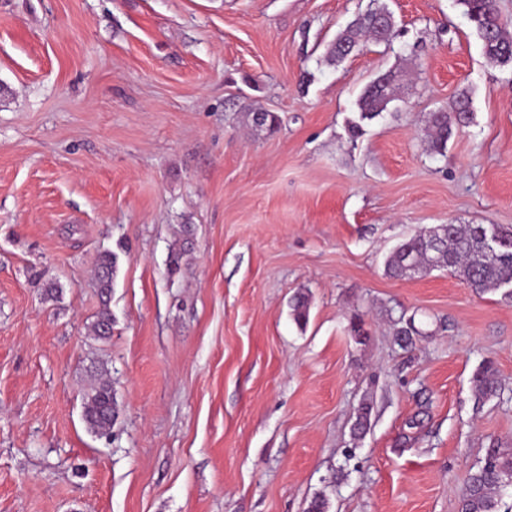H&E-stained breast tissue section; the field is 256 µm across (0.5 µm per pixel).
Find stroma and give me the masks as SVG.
Returning a JSON list of instances; mask_svg holds the SVG:
<instances>
[{"mask_svg":"<svg viewBox=\"0 0 512 512\" xmlns=\"http://www.w3.org/2000/svg\"><path fill=\"white\" fill-rule=\"evenodd\" d=\"M384 2L396 37L336 64L371 0H0V512H459L488 449L512 453V298L385 271L416 231L512 227V63L459 0ZM463 92L435 153L427 116ZM488 361L501 394L479 404ZM392 75H387L379 80H374L361 93L358 99L361 120H372L387 109L391 102L389 85ZM470 105L469 96L466 93H461L449 111H438L430 114L426 136L434 152L443 153L454 131L468 123ZM117 262V253L110 250L102 252L97 261L96 283L102 308L93 325V332L99 338H107L112 334V313L108 303L112 293ZM117 404L109 379L100 377L84 394V421L92 432L104 434L111 429Z\"/></svg>","mask_w":512,"mask_h":512,"instance_id":"stroma-1","label":"stroma"}]
</instances>
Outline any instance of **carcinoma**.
I'll list each match as a JSON object with an SVG mask.
<instances>
[{
  "mask_svg": "<svg viewBox=\"0 0 512 512\" xmlns=\"http://www.w3.org/2000/svg\"><path fill=\"white\" fill-rule=\"evenodd\" d=\"M465 14L474 25L485 58L492 63H512V34L502 21L498 0H460ZM383 5L357 14L336 37L328 49L332 62L344 60L361 42L374 39L390 42L395 36L394 23ZM392 76L374 80L358 99L360 119L372 120L391 102ZM470 99L458 96L450 110L430 114L426 136L432 150L443 153L454 131L470 119ZM254 126L272 130L279 123L273 112L251 113ZM118 255L102 252L97 261L96 283L102 308L93 325L94 335L107 338L112 334V313L108 303L116 274ZM446 269L458 275L470 287L487 290L512 284V231L493 224H441L415 233L400 243L386 262V273L405 278L415 273ZM476 399L489 400L498 395L500 384L496 370L483 364L472 377ZM117 404L109 379L100 377L84 394V421L91 431L103 434L111 429ZM371 415V403L363 402L353 427L354 435L364 434ZM512 487V457L491 450L484 465L471 473L461 498V512H497L499 497Z\"/></svg>",
  "mask_w": 512,
  "mask_h": 512,
  "instance_id": "carcinoma-1",
  "label": "carcinoma"
}]
</instances>
